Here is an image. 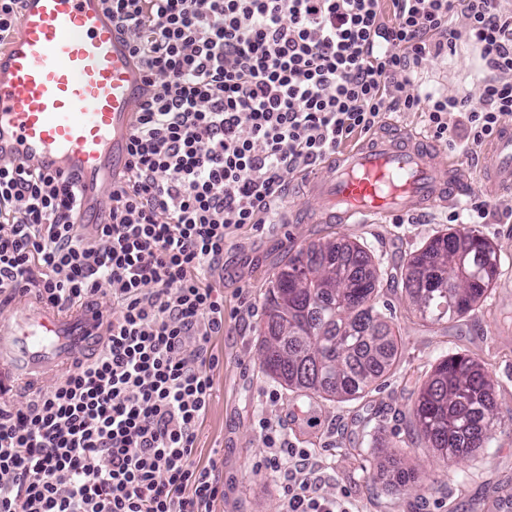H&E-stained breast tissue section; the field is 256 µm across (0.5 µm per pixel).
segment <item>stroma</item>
Wrapping results in <instances>:
<instances>
[{
	"label": "stroma",
	"instance_id": "obj_1",
	"mask_svg": "<svg viewBox=\"0 0 512 512\" xmlns=\"http://www.w3.org/2000/svg\"><path fill=\"white\" fill-rule=\"evenodd\" d=\"M486 69L476 44L463 40L414 76L415 88L474 97ZM464 129L440 147L471 184L469 195L418 219L378 217L367 224H284L236 230L213 284L224 295V332L212 337L217 358L210 409L198 432L201 461L217 456L224 495L214 512H283L282 475L262 470L268 454L259 421L281 426L288 441L315 452L328 495L347 490L353 512H495L512 495V195L487 193L477 153H464ZM482 201L488 215L478 232L498 254V275L473 316L440 325L419 319L402 292V266L410 255L451 228L453 214ZM347 240L363 246L383 273L380 301L402 337L395 365L362 397L326 400L289 391L266 375L258 352L269 279L295 250L311 242ZM469 356L493 378L501 431L491 447L447 463L413 433L409 412L433 367L448 354ZM375 429L386 452L364 450V429Z\"/></svg>",
	"mask_w": 512,
	"mask_h": 512
}]
</instances>
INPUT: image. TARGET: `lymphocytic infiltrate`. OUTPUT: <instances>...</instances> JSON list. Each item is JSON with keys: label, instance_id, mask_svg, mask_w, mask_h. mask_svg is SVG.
I'll list each match as a JSON object with an SVG mask.
<instances>
[{"label": "lymphocytic infiltrate", "instance_id": "lymphocytic-infiltrate-1", "mask_svg": "<svg viewBox=\"0 0 512 512\" xmlns=\"http://www.w3.org/2000/svg\"><path fill=\"white\" fill-rule=\"evenodd\" d=\"M146 69L124 172L104 222L77 224L74 181L0 163V296L58 307L107 296L105 343L31 398L0 404V512H212L216 460L197 434L224 298L208 272L235 229L284 218L303 171L387 109L455 124L468 149L512 120V10L464 0H102ZM489 73L478 103L411 92L415 68L461 38ZM285 512H351L315 454L259 423Z\"/></svg>", "mask_w": 512, "mask_h": 512}]
</instances>
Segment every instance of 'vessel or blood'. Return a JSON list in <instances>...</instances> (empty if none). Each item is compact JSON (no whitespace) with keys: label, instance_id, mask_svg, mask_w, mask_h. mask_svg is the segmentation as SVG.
<instances>
[{"label":"vessel or blood","instance_id":"vessel-or-blood-1","mask_svg":"<svg viewBox=\"0 0 512 512\" xmlns=\"http://www.w3.org/2000/svg\"><path fill=\"white\" fill-rule=\"evenodd\" d=\"M145 80L101 0H23L18 33L0 48V161L78 178L81 221L95 223L102 191L126 161ZM481 177L512 192V123L487 147ZM469 192L437 146L396 131L329 162L307 208L315 224H366ZM16 310L14 320L0 319V401L64 373L100 342L92 305L59 310L23 296Z\"/></svg>","mask_w":512,"mask_h":512}]
</instances>
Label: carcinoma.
Here are the masks:
<instances>
[{"mask_svg": "<svg viewBox=\"0 0 512 512\" xmlns=\"http://www.w3.org/2000/svg\"><path fill=\"white\" fill-rule=\"evenodd\" d=\"M302 247L275 272L259 330L264 371L291 391L329 400L365 393L396 363L401 345L378 306L380 274L353 242ZM498 272L493 245L475 229L450 231L410 256L406 299L432 324L463 318L487 296ZM490 382L477 361L445 356L421 386L413 429L443 458H460L495 440Z\"/></svg>", "mask_w": 512, "mask_h": 512, "instance_id": "carcinoma-1", "label": "carcinoma"}]
</instances>
